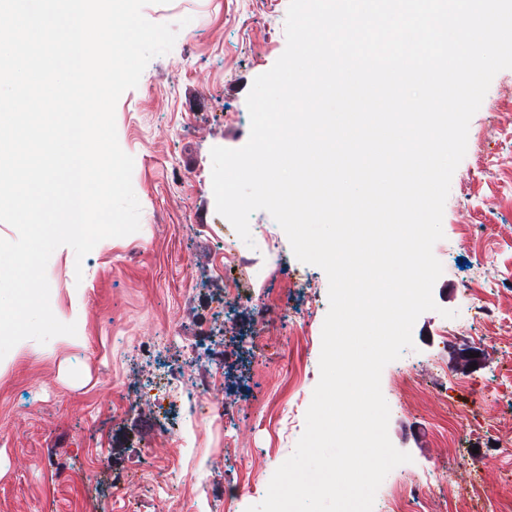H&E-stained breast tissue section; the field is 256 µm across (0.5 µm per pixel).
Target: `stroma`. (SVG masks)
<instances>
[{"instance_id":"stroma-1","label":"stroma","mask_w":512,"mask_h":512,"mask_svg":"<svg viewBox=\"0 0 512 512\" xmlns=\"http://www.w3.org/2000/svg\"><path fill=\"white\" fill-rule=\"evenodd\" d=\"M289 0H155L144 8L154 23L178 25L173 49L153 58L136 88L115 108L119 144L134 160L132 185L141 206L140 228L99 242L74 269L67 250L51 255L50 305L60 321L80 309L77 333L27 347L0 370V512H166L181 501L186 512H246L266 496L270 479L294 451L319 380L322 325L329 309L328 279L298 261L282 228L265 211L250 218L251 242L217 213L211 150L237 149L250 135L246 104L258 75L286 47ZM512 69L493 78L469 125L467 151L455 170L443 216L444 237L433 247L443 273L433 289L437 310L416 321L414 346L381 377L390 408L389 437L411 462L389 479L435 475L467 492L470 474L486 490L512 496V484L493 457L474 453L484 429L512 427V389L496 405L482 403L479 387L495 385L512 367V313L495 331L462 327L469 300L459 288L475 278L490 299L512 292ZM469 227L474 252L458 245ZM251 252L255 266L236 267L238 295L224 293L215 261ZM480 251L497 261L477 265ZM454 318L443 317V310ZM276 329L257 365L249 339L257 319ZM458 350L430 345L441 330ZM209 336L222 365L215 393L230 406L221 425L173 405L182 440H162L151 389L161 369L179 366L199 336ZM308 336L295 352V337ZM480 354L477 368L460 353ZM300 367L299 387L284 381ZM422 383L424 410L400 404L390 390L395 373ZM448 391L469 407L482 428L463 439L457 457H445L424 416L436 394ZM150 421L158 442L140 431ZM233 447H225V436Z\"/></svg>"}]
</instances>
